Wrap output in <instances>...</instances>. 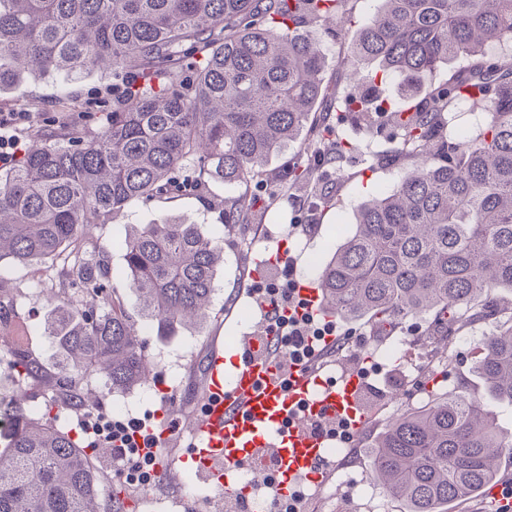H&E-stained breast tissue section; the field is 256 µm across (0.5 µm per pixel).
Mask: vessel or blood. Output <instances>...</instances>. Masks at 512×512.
I'll use <instances>...</instances> for the list:
<instances>
[{
	"mask_svg": "<svg viewBox=\"0 0 512 512\" xmlns=\"http://www.w3.org/2000/svg\"><path fill=\"white\" fill-rule=\"evenodd\" d=\"M296 295L314 313L327 315L320 289L302 283ZM254 309L255 326L238 336L241 354L232 372L224 370L222 348L208 354L200 408L188 423L191 451L179 462L199 482L223 488L228 503L248 499L251 488L225 482V472L254 469L264 488L262 512H274L276 504L291 498L296 484L325 488L333 477L328 429L342 420L351 434H359L369 414L353 362L340 363L336 378H326L280 345L268 319L271 305L259 301ZM169 443L170 433L162 426L148 444L161 481L171 475L164 462Z\"/></svg>",
	"mask_w": 512,
	"mask_h": 512,
	"instance_id": "1",
	"label": "vessel or blood"
}]
</instances>
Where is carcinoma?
<instances>
[{
    "mask_svg": "<svg viewBox=\"0 0 512 512\" xmlns=\"http://www.w3.org/2000/svg\"><path fill=\"white\" fill-rule=\"evenodd\" d=\"M348 0H0V93L28 77L112 72L121 104L96 132L50 131L43 147L0 173V261L27 264L70 251L57 294L87 300L54 308L48 335L62 361L47 369L6 340L9 364L35 417L4 404L10 421L0 454V512H126L102 495L104 475L55 408L84 407L82 382L106 389L146 382L139 329L123 301L106 293L105 260L79 245L86 224H107L133 201L206 196L210 184L259 177L273 154L299 139L325 91L326 57L307 28L346 14ZM512 38V0H381L343 61L348 79H404L408 90L442 66L478 55L489 40ZM486 112L466 141L447 136L460 102ZM397 152L414 161L388 191L364 202L351 235L318 275L338 320L373 318L396 327L431 311L446 335L461 330L459 308L498 316L495 292H512V58L477 62L433 84L418 106L379 109ZM319 158L339 163L348 149L327 124ZM224 226L252 210L245 194L221 199ZM222 241L196 224H146L124 241L129 288L142 318L163 329L208 316ZM0 281V329L16 305ZM475 369L490 396L512 404V328L485 337ZM512 431L476 398L460 394L392 419L375 442V478L405 512H442L498 476Z\"/></svg>",
    "mask_w": 512,
    "mask_h": 512,
    "instance_id": "1",
    "label": "carcinoma"
}]
</instances>
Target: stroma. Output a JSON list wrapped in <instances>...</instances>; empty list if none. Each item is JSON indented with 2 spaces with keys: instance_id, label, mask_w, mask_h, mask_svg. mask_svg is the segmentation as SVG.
<instances>
[{
  "instance_id": "1",
  "label": "stroma",
  "mask_w": 512,
  "mask_h": 512,
  "mask_svg": "<svg viewBox=\"0 0 512 512\" xmlns=\"http://www.w3.org/2000/svg\"><path fill=\"white\" fill-rule=\"evenodd\" d=\"M380 0H350L345 22L328 23L321 39L327 50L324 84L327 95L314 113L315 120L332 125L342 136L355 142L354 148L339 165L324 167L307 181L279 190L277 182L288 166L307 162L312 150V136L303 133L301 142L272 156L262 176L242 184L241 192L251 197L255 205L241 231L249 239L247 253L225 248L224 263L215 276V292L208 318L199 324L188 325L170 334H160L156 323L140 321L141 336L146 341V355L156 368V382L151 386H137L124 392H109L100 378H89L83 384L97 403L94 413L109 420L131 417H153L161 407L158 384L173 388L181 410L172 414L168 426L177 443L178 453H185L191 437L185 429L191 414L197 408L194 386L201 376L205 356L214 344H229L250 319L249 294L252 271L257 260L263 258L267 248L279 240H287V252L294 265L295 276L317 279L322 266L338 244L351 230L354 214L362 202L375 193L393 187L403 174L407 161L395 157L378 163L377 155L386 153L390 145L383 128L355 122L351 114L340 109V100L350 91L339 65L353 41L359 25L377 11ZM93 107L112 105V76L105 72H92L71 80L28 82L7 94L0 95L1 112H21L25 118L5 128L4 133L15 136L20 150L42 147L43 131L62 121H77L81 105ZM333 185L334 197L318 211H311L309 201L320 181ZM181 222L198 225L209 236L219 239L228 234L224 227V209L212 197L193 195L130 204L112 223L91 225L81 237L86 251H102L110 267L109 288L122 299L130 313H137L138 303L127 286L126 266L122 243L125 236L144 224ZM62 260H48L28 266L11 261L0 262V277L9 281L16 298L18 316L6 328V335L18 338L41 361L51 364L56 360L51 339L46 333V320L51 309L48 295L57 288ZM502 314L495 320L478 321L466 331L462 342L453 350L451 365L442 380L427 376L424 393L405 401L404 409L420 410L432 398L448 393L489 401L502 428L512 430V405L490 401L484 383L473 371L474 348L489 331L512 324V292L500 291ZM435 316L407 322L393 331L382 330L373 320L337 323V338L358 332L366 338L367 356L376 369L379 388L370 397L366 407L369 422L357 437L348 439L351 464L350 480L333 482L331 491L336 501L345 503L348 512H404L401 503L387 495L375 482L372 468L371 446L375 437L389 421L382 414L386 391L401 382L413 379L418 372L410 363L423 343L422 332L432 327ZM371 484L373 497L362 501L356 489L357 482Z\"/></svg>"
}]
</instances>
